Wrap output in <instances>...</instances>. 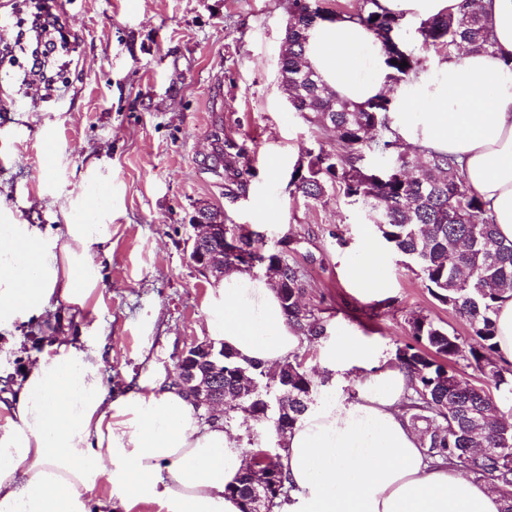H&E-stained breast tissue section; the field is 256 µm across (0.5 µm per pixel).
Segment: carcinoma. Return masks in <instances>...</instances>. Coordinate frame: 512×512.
<instances>
[{"label": "carcinoma", "instance_id": "cac0c4a2", "mask_svg": "<svg viewBox=\"0 0 512 512\" xmlns=\"http://www.w3.org/2000/svg\"><path fill=\"white\" fill-rule=\"evenodd\" d=\"M357 13L329 11L322 0H291V22L285 29L287 53L280 60V86L290 108L312 117L336 138V145H319L307 153L290 176L294 192L320 202L329 191L343 190L379 215L381 236L395 250L410 257L426 288L442 304L465 319L475 342L465 340L425 316L409 320L412 342L397 348L395 363L411 381L405 415L420 435V447L434 460L448 462L479 481L493 484L504 500L503 512H512V416L504 415L496 395L509 385L512 371L493 361L498 304L512 300V241L498 236L481 198L467 182L454 158L427 148L401 149L388 115L391 98L381 95L365 106L348 103L321 84L304 62L308 30L318 21L347 16L355 18L381 41L391 61L393 80H412L423 69L421 58L407 48L415 39L438 54L467 46L472 51L496 55L494 43L481 14L464 0L458 15L425 19L410 35L403 33L402 16L377 6ZM407 62L402 67L400 63ZM223 144L218 159L224 162L229 181L236 186L231 196L246 193L252 170L244 144L231 137L215 136ZM369 154H385L391 168L379 174L367 171ZM224 265L257 261L265 266L288 322L312 343L327 334L315 309L302 301L306 280L301 264L278 250L263 253L258 238L237 224L227 225ZM477 372L479 381L464 378L460 362ZM306 356H295L271 374L259 364L242 362L224 351V368L215 391L242 401L240 410L254 420L268 415L270 404L259 390L258 380L270 378L283 391L280 419L290 431L312 404L315 371L305 365ZM277 452H254L267 462L274 485L269 508L282 505L291 487ZM482 448L493 453L484 454ZM248 476L228 488V493L248 509Z\"/></svg>", "mask_w": 512, "mask_h": 512}]
</instances>
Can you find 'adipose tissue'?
Instances as JSON below:
<instances>
[{"mask_svg":"<svg viewBox=\"0 0 512 512\" xmlns=\"http://www.w3.org/2000/svg\"><path fill=\"white\" fill-rule=\"evenodd\" d=\"M407 19L458 14L463 0H379ZM494 55L439 58L391 101L403 146L456 158L512 241V0H476ZM305 60L341 99L363 105L390 85L380 41L347 18L308 32ZM77 195L50 233L0 208V331L33 318L59 320L50 344L32 352L12 391L0 394V512H241L226 489L250 464L223 420L199 424L192 403L165 372L140 375L114 391L105 383L107 344L95 316L112 253L111 197ZM81 325L71 336L69 322ZM205 326L214 345L240 360L276 368L302 353L267 278L227 271L208 292ZM335 369H366L347 399L311 407L284 443L293 503L274 512H502L499 492L432 464L400 410L407 378L382 369L354 338L340 341Z\"/></svg>","mask_w":512,"mask_h":512,"instance_id":"ef3b65f1","label":"adipose tissue"}]
</instances>
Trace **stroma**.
<instances>
[{"label": "stroma", "instance_id": "obj_1", "mask_svg": "<svg viewBox=\"0 0 512 512\" xmlns=\"http://www.w3.org/2000/svg\"><path fill=\"white\" fill-rule=\"evenodd\" d=\"M42 0H0V205L31 224H58L88 164L99 161L112 183V258L100 324L112 350L104 379L113 389L164 368L175 372L193 342L207 340L205 308L213 280L191 259L192 217L206 204L263 239L264 250L292 238L305 260L303 301L327 327L308 344V367L320 383L314 401L347 397L350 382L329 366L345 336L395 364L410 342L409 320L422 315L462 338L469 325L437 301L377 232L369 208L342 191L313 203L290 186L294 166L333 136L291 112L279 62L290 0H66L55 12L70 53L63 73L39 96L19 87L32 57L4 50ZM245 143L254 169L248 193L226 195L214 161L213 134ZM56 161L44 169V147ZM273 210L274 224L262 213ZM372 241L384 263V287L363 291L347 275ZM50 324L20 325L0 335V384L20 374L43 345Z\"/></svg>", "mask_w": 512, "mask_h": 512}]
</instances>
